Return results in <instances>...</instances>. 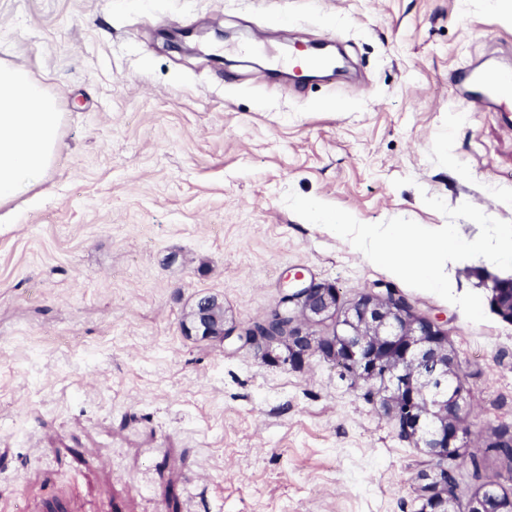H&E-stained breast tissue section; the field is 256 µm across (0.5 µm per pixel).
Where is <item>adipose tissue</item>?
Instances as JSON below:
<instances>
[{"label": "adipose tissue", "instance_id": "1", "mask_svg": "<svg viewBox=\"0 0 512 512\" xmlns=\"http://www.w3.org/2000/svg\"><path fill=\"white\" fill-rule=\"evenodd\" d=\"M55 103L20 68L0 64V206L36 183L59 139Z\"/></svg>", "mask_w": 512, "mask_h": 512}]
</instances>
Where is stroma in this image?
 <instances>
[{"instance_id":"stroma-1","label":"stroma","mask_w":512,"mask_h":512,"mask_svg":"<svg viewBox=\"0 0 512 512\" xmlns=\"http://www.w3.org/2000/svg\"><path fill=\"white\" fill-rule=\"evenodd\" d=\"M495 2L0 0V61L62 114L51 166L0 206V512H414L424 457L366 388L182 324L204 295L261 318L296 272L347 300L392 281L290 191L363 223H444L426 194L512 221V116L453 86L512 66ZM174 27L197 35L167 47ZM324 41L359 78L261 70ZM397 288L447 319L483 458L512 427V325Z\"/></svg>"}]
</instances>
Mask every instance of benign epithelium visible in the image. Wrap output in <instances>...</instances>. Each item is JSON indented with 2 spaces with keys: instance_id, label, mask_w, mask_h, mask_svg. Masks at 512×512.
Segmentation results:
<instances>
[{
  "instance_id": "7a95c632",
  "label": "benign epithelium",
  "mask_w": 512,
  "mask_h": 512,
  "mask_svg": "<svg viewBox=\"0 0 512 512\" xmlns=\"http://www.w3.org/2000/svg\"><path fill=\"white\" fill-rule=\"evenodd\" d=\"M489 306L512 324V280L493 279ZM448 321L421 312L399 299V291L379 283L351 300L336 285L312 277H294L277 305L260 319H226L216 295L196 301L184 321L185 332L204 340L248 348L267 360L301 363L314 353L338 360L345 376L380 398L384 415L402 439L427 457L418 480L421 512H457V500L444 492L447 481L436 459L465 450L463 429L470 392L457 380L462 365L450 348ZM489 493L479 488L468 512H488Z\"/></svg>"
}]
</instances>
